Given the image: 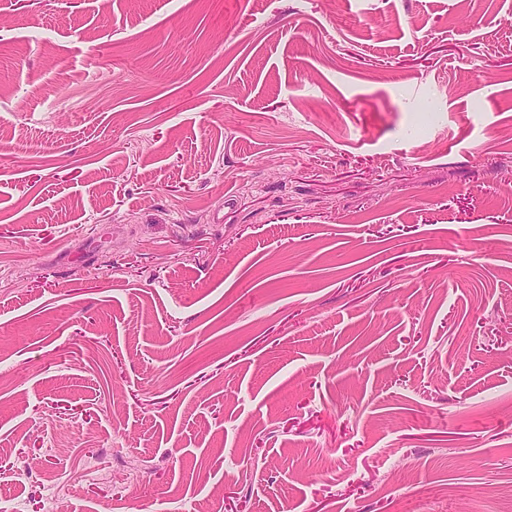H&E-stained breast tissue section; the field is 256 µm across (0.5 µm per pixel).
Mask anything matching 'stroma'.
<instances>
[{
	"label": "stroma",
	"instance_id": "1",
	"mask_svg": "<svg viewBox=\"0 0 512 512\" xmlns=\"http://www.w3.org/2000/svg\"><path fill=\"white\" fill-rule=\"evenodd\" d=\"M509 488L512 0H0V506Z\"/></svg>",
	"mask_w": 512,
	"mask_h": 512
}]
</instances>
